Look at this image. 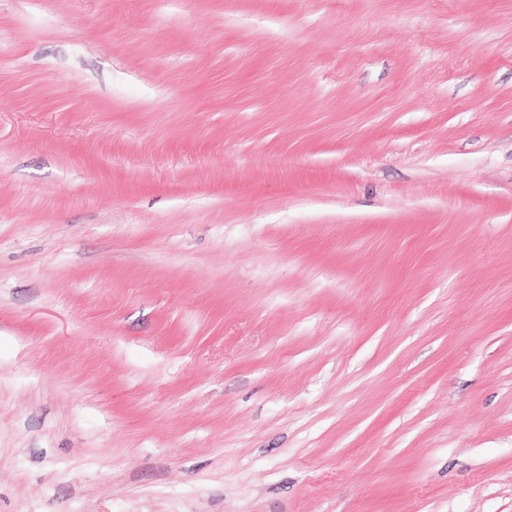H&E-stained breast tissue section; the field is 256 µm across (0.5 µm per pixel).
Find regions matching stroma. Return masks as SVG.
Wrapping results in <instances>:
<instances>
[{
  "instance_id": "1",
  "label": "stroma",
  "mask_w": 512,
  "mask_h": 512,
  "mask_svg": "<svg viewBox=\"0 0 512 512\" xmlns=\"http://www.w3.org/2000/svg\"><path fill=\"white\" fill-rule=\"evenodd\" d=\"M0 512H512V0H0Z\"/></svg>"
}]
</instances>
